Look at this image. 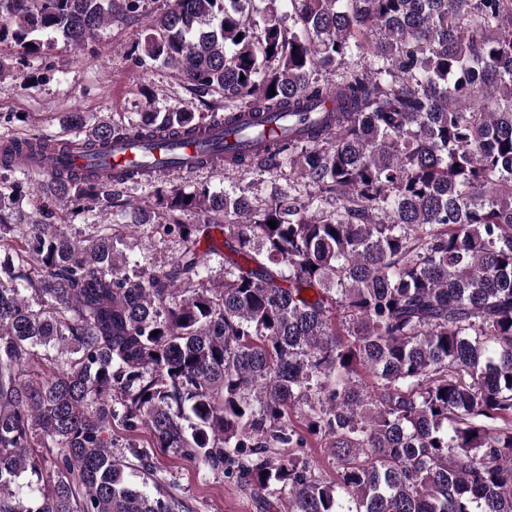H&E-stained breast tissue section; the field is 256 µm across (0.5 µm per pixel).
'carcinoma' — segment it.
<instances>
[{
	"label": "carcinoma",
	"mask_w": 512,
	"mask_h": 512,
	"mask_svg": "<svg viewBox=\"0 0 512 512\" xmlns=\"http://www.w3.org/2000/svg\"><path fill=\"white\" fill-rule=\"evenodd\" d=\"M141 2L0 0V46L80 48L121 14L135 59L220 95L224 125L247 114L260 141L286 114L302 137L224 154L282 180L261 203L165 171L37 186L69 219L153 187L124 228L175 245L161 270L110 224L30 221L22 182L0 185V512H192L142 446L112 455L116 424L288 512H512V0ZM215 116L150 102L84 140ZM49 148L69 145L5 135L0 169Z\"/></svg>",
	"instance_id": "1"
}]
</instances>
